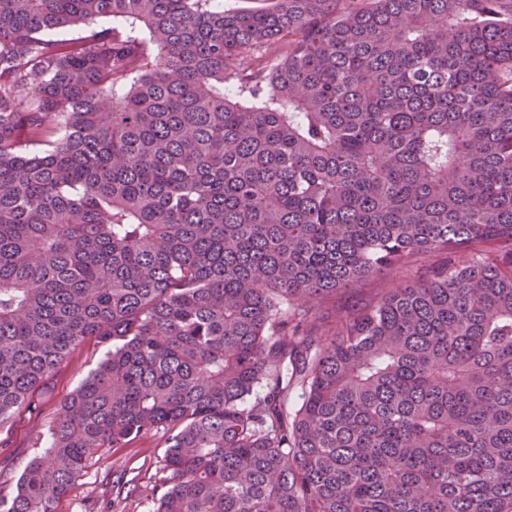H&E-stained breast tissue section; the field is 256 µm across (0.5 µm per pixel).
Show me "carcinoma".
<instances>
[{
    "mask_svg": "<svg viewBox=\"0 0 512 512\" xmlns=\"http://www.w3.org/2000/svg\"><path fill=\"white\" fill-rule=\"evenodd\" d=\"M90 340L0 512H512V0H0V426ZM444 260L440 252L418 254L401 270H389L380 275L367 276L353 285L349 297L336 296L315 306V323L319 320H335L349 314L355 307L370 301L382 291L404 288L415 278L425 276ZM150 434L92 461L56 512H149L152 497L164 476V442Z\"/></svg>",
    "mask_w": 512,
    "mask_h": 512,
    "instance_id": "carcinoma-1",
    "label": "carcinoma"
}]
</instances>
